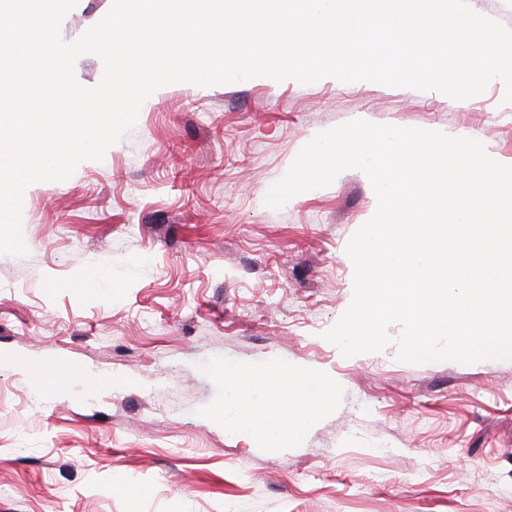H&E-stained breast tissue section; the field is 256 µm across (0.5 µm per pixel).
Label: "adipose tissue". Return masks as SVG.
Here are the masks:
<instances>
[{"label": "adipose tissue", "mask_w": 512, "mask_h": 512, "mask_svg": "<svg viewBox=\"0 0 512 512\" xmlns=\"http://www.w3.org/2000/svg\"><path fill=\"white\" fill-rule=\"evenodd\" d=\"M235 402L224 412L233 430L271 443L300 436L330 404L335 384L325 374L293 369L285 372L226 371ZM266 391L267 405L252 402L255 391Z\"/></svg>", "instance_id": "adipose-tissue-1"}]
</instances>
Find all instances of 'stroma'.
<instances>
[{
    "label": "stroma",
    "instance_id": "stroma-1",
    "mask_svg": "<svg viewBox=\"0 0 512 512\" xmlns=\"http://www.w3.org/2000/svg\"><path fill=\"white\" fill-rule=\"evenodd\" d=\"M112 0H78V39ZM332 77L175 83L103 160L32 187L27 255L0 254V512H512V360L344 357L351 236L377 197L359 169L265 206L317 133L360 119L480 141L512 159V104ZM95 264L93 295L71 280ZM78 367L65 391L24 370ZM308 367L336 384L302 436L224 426L223 370ZM147 488L139 500L125 486Z\"/></svg>",
    "mask_w": 512,
    "mask_h": 512
}]
</instances>
